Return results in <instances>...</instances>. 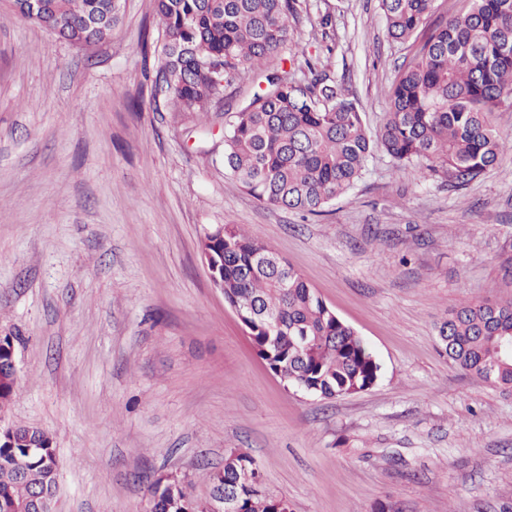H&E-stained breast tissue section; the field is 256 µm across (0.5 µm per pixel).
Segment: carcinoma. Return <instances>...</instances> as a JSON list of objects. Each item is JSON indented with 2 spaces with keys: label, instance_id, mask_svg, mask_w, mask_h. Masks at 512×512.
<instances>
[{
  "label": "carcinoma",
  "instance_id": "obj_1",
  "mask_svg": "<svg viewBox=\"0 0 512 512\" xmlns=\"http://www.w3.org/2000/svg\"><path fill=\"white\" fill-rule=\"evenodd\" d=\"M469 6L418 38L434 0H378L394 41L420 40L387 92L377 141L356 100L325 70L305 60L300 81L282 63L293 42L299 0H155L163 29L160 56L142 75L155 106L184 117L224 107L226 91L258 73L264 86L224 131V164L260 202L319 215L362 177L380 147L398 168L413 167L453 191L468 189L497 164L503 141L489 115L512 107V0H467ZM15 12L76 46L101 42L120 21L125 0H13ZM199 248L224 252V300L248 327L257 354L288 387L323 400L368 389L380 364L342 321L268 247L237 225ZM441 352L469 375L512 394V302L468 300L437 328ZM13 342L0 340V415L17 377ZM252 479L243 480L245 473ZM58 459L43 429L10 423L0 432V512H25L32 499L53 503ZM233 494V512H277L258 465L233 451L207 473ZM188 482L166 476L151 487L150 512H182Z\"/></svg>",
  "mask_w": 512,
  "mask_h": 512
}]
</instances>
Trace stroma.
I'll return each instance as SVG.
<instances>
[{
  "instance_id": "stroma-1",
  "label": "stroma",
  "mask_w": 512,
  "mask_h": 512,
  "mask_svg": "<svg viewBox=\"0 0 512 512\" xmlns=\"http://www.w3.org/2000/svg\"><path fill=\"white\" fill-rule=\"evenodd\" d=\"M300 2L293 51L341 81L377 136L413 47L387 37L377 0ZM145 40L162 47L155 0H126L110 38L83 48L0 0L7 419L53 440V512H147L170 473L205 501L206 471L234 450L290 512H512V394L437 342L461 302L512 301V112L493 114L506 147L467 190L377 149L346 196L305 218L234 179L222 117L153 110ZM219 224L275 251L364 338L372 388L322 400L283 385L201 259ZM2 338L4 345L1 346L0 337V415H3L6 418L10 402L16 391L17 377L13 368L15 371H18V363L15 351L13 350L11 356L12 368L10 363V353L11 348L14 345L10 340V337L4 336Z\"/></svg>"
}]
</instances>
